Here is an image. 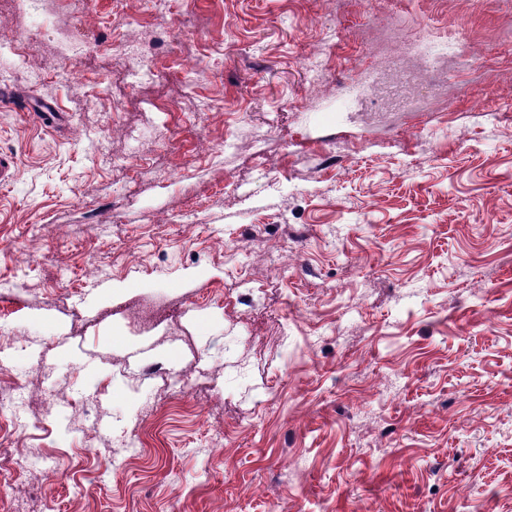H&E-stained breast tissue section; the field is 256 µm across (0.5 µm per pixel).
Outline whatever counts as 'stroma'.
<instances>
[{"label": "stroma", "mask_w": 512, "mask_h": 512, "mask_svg": "<svg viewBox=\"0 0 512 512\" xmlns=\"http://www.w3.org/2000/svg\"><path fill=\"white\" fill-rule=\"evenodd\" d=\"M28 2L5 21L37 51L0 66V512H512V0H54L41 27ZM396 12L493 69L391 130L335 68L384 67Z\"/></svg>", "instance_id": "obj_1"}]
</instances>
